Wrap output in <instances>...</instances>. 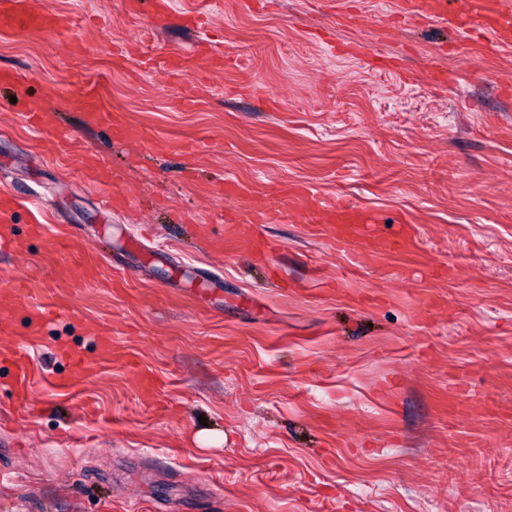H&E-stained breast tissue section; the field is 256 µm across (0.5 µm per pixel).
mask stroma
Here are the masks:
<instances>
[{"mask_svg": "<svg viewBox=\"0 0 512 512\" xmlns=\"http://www.w3.org/2000/svg\"><path fill=\"white\" fill-rule=\"evenodd\" d=\"M27 2L70 23L0 30L21 76L0 86V282L29 284L0 332V512H512V44L402 0H167L162 28L154 0ZM175 49L196 70L160 75ZM81 86L127 136L65 104ZM104 164L116 188L85 178ZM291 186L385 238L413 225L452 276L358 262ZM234 217L272 252L226 247ZM105 330L135 366L100 364Z\"/></svg>", "mask_w": 512, "mask_h": 512, "instance_id": "1", "label": "stroma"}]
</instances>
